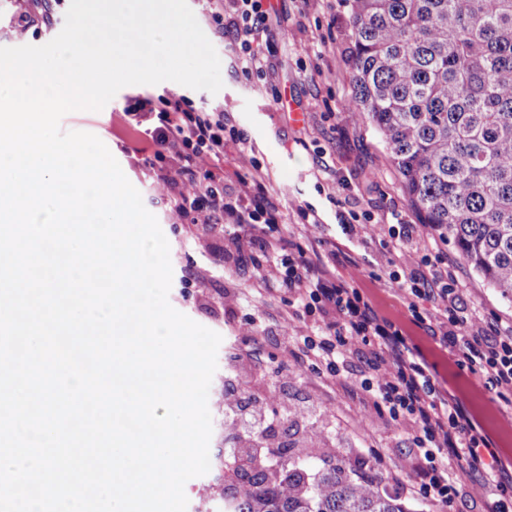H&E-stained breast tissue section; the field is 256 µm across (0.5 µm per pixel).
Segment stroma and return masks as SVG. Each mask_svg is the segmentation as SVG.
I'll return each instance as SVG.
<instances>
[{
  "mask_svg": "<svg viewBox=\"0 0 512 512\" xmlns=\"http://www.w3.org/2000/svg\"><path fill=\"white\" fill-rule=\"evenodd\" d=\"M266 39L277 46L262 73L244 74L224 38L216 33L211 0H188L202 30L223 63V89L216 94L174 87L166 81L142 87L127 86L98 111H74L60 121L62 131L96 135L120 164L143 203L158 220L170 246L173 269L168 299L171 306L198 324L218 333L217 370L212 378L208 408L216 434L209 444L210 456L224 451L217 431L223 417L217 402L226 379L233 377L230 353H253L265 369V382L275 389L278 400L293 408L319 406L321 422L335 430L342 452L366 457L382 477L387 490L397 491L412 512H437L414 491L407 479L417 464L401 430L370 414L362 429L351 426L354 410L369 404L370 394L360 380L343 382L326 369L301 366L287 386H280L277 372L284 346L268 334L273 318L287 314L293 296L276 290L256 297L252 284L260 271L249 252H242L232 268L224 266V252L232 244L223 231L203 232L189 224L163 199L156 176L138 165L131 151V130L125 110L136 101H158L174 92L198 109L223 113L227 127L245 138V151L254 156L268 178L270 191L281 206L288 225L301 223L303 214L314 215L318 233L334 239L338 248L336 272L348 276L349 260H359L366 269L354 285L378 314L409 336L433 364L440 379L468 408L480 429L488 435L496 453L512 461V411L503 409L492 392L454 357L441 348L427 328L419 324L409 301L388 287L389 273L415 267L418 254L397 259L379 242L346 236L343 225L359 221L383 227L418 223L419 218L405 195L400 177L390 164L385 146L369 124L349 122L346 103L351 97L349 81L350 18L346 0H270ZM70 0H52L50 25L24 28L22 15L33 13L34 0H0V47L40 46L62 30ZM283 102L273 105V92ZM303 111L302 122H294L289 107ZM442 262L452 268L459 302L478 308L487 320L512 324V301L502 299L465 261L453 239H445L439 251ZM234 378V377H233ZM406 479L394 482L396 472Z\"/></svg>",
  "mask_w": 512,
  "mask_h": 512,
  "instance_id": "1",
  "label": "stroma"
}]
</instances>
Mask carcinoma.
<instances>
[{"instance_id": "1", "label": "carcinoma", "mask_w": 512, "mask_h": 512, "mask_svg": "<svg viewBox=\"0 0 512 512\" xmlns=\"http://www.w3.org/2000/svg\"><path fill=\"white\" fill-rule=\"evenodd\" d=\"M349 120L381 136L422 222L512 301V0H347ZM279 474L217 460L224 512H411L357 458Z\"/></svg>"}]
</instances>
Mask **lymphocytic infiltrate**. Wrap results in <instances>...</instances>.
Wrapping results in <instances>:
<instances>
[{"label": "lymphocytic infiltrate", "instance_id": "lymphocytic-infiltrate-1", "mask_svg": "<svg viewBox=\"0 0 512 512\" xmlns=\"http://www.w3.org/2000/svg\"><path fill=\"white\" fill-rule=\"evenodd\" d=\"M212 2L219 31L229 38L243 72H262L274 51L270 45L262 50L254 46L268 18L265 0ZM126 115L138 133L134 154L160 169L162 190L182 217L206 214L210 226H223L235 250L259 246L269 268L283 269L279 282L295 293L297 306L274 321L275 332L292 337L307 358L345 380H352L358 364L373 372L368 390L374 410L388 425L402 419L411 423L407 440L421 462L410 482L418 492L449 512L464 476L475 472L486 492L483 512H512L507 497L512 487L504 481L507 464L410 339L379 317L351 281L337 277L335 242L306 235L266 239L267 230L282 223V211L259 162L245 155L243 136L227 130L223 113L195 108L172 94L156 109L140 102L129 105ZM228 154L238 155L241 163L234 172L240 190L232 201L224 197ZM387 284L411 301H436L440 344L451 349L459 365L484 379L500 404L512 409V326L487 330L478 310H461L456 279L445 263L391 276ZM315 310L326 315V322L314 334L296 336L298 322ZM222 412L238 442L252 448L271 446L276 419L269 402L246 399L232 389Z\"/></svg>", "mask_w": 512, "mask_h": 512}]
</instances>
